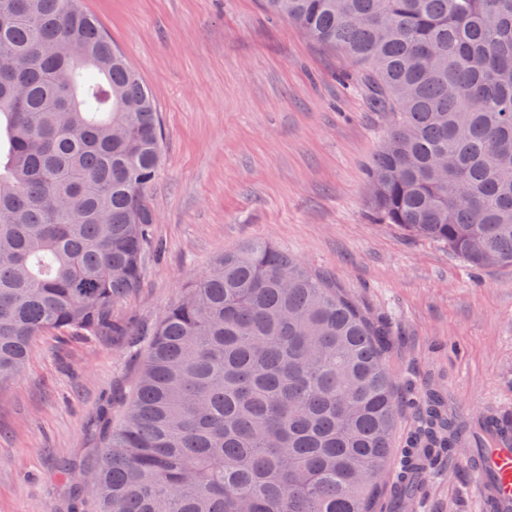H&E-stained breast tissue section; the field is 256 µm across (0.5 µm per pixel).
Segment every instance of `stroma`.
<instances>
[{"instance_id":"1","label":"stroma","mask_w":512,"mask_h":512,"mask_svg":"<svg viewBox=\"0 0 512 512\" xmlns=\"http://www.w3.org/2000/svg\"><path fill=\"white\" fill-rule=\"evenodd\" d=\"M150 87L163 154L147 191L163 245L113 309L123 336L47 333L0 388V512H70L91 482L162 314L224 251L263 239L335 282L390 328L402 450L421 395L460 423L512 422V265L471 267L446 245L376 221L367 170L386 129L361 66L265 12L259 0H83ZM466 448L408 506L475 512Z\"/></svg>"}]
</instances>
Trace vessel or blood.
<instances>
[{"label": "vessel or blood", "instance_id": "b4317fda", "mask_svg": "<svg viewBox=\"0 0 512 512\" xmlns=\"http://www.w3.org/2000/svg\"><path fill=\"white\" fill-rule=\"evenodd\" d=\"M493 448L472 457L482 479L477 486L478 512H512V424L495 429Z\"/></svg>", "mask_w": 512, "mask_h": 512}]
</instances>
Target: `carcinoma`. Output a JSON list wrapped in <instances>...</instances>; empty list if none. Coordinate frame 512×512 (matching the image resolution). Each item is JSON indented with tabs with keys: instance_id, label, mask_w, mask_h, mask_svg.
<instances>
[{
	"instance_id": "1",
	"label": "carcinoma",
	"mask_w": 512,
	"mask_h": 512,
	"mask_svg": "<svg viewBox=\"0 0 512 512\" xmlns=\"http://www.w3.org/2000/svg\"><path fill=\"white\" fill-rule=\"evenodd\" d=\"M365 67L387 224L512 264V0H263ZM162 156L151 92L82 0H0V388L50 331L114 336ZM384 326L269 241L222 253L152 333L93 512H373L398 415ZM411 447L462 436L424 397Z\"/></svg>"
}]
</instances>
